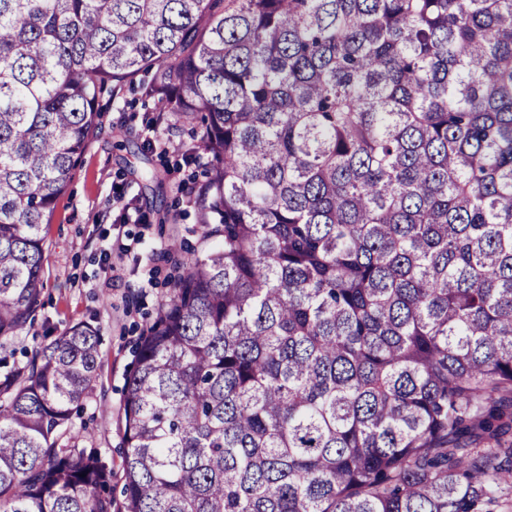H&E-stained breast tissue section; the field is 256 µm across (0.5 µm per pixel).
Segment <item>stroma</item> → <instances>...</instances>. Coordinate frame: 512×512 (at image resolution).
<instances>
[{"mask_svg":"<svg viewBox=\"0 0 512 512\" xmlns=\"http://www.w3.org/2000/svg\"><path fill=\"white\" fill-rule=\"evenodd\" d=\"M152 104L132 90L105 102L102 125L44 227V289L37 316L0 359L22 361L44 337L87 323L100 331L99 372L75 421L84 448L97 449L120 499L125 453L120 408L142 329L169 293L189 253H202L197 211L183 186L201 163H186L188 123L152 122Z\"/></svg>","mask_w":512,"mask_h":512,"instance_id":"35a3bbf8","label":"stroma"}]
</instances>
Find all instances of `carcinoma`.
I'll list each match as a JSON object with an SVG mask.
<instances>
[{
    "label": "carcinoma",
    "mask_w": 512,
    "mask_h": 512,
    "mask_svg": "<svg viewBox=\"0 0 512 512\" xmlns=\"http://www.w3.org/2000/svg\"><path fill=\"white\" fill-rule=\"evenodd\" d=\"M201 116L189 259L139 337L120 512L512 501V0H0V344L101 102ZM76 324L0 364V512H112Z\"/></svg>",
    "instance_id": "1"
}]
</instances>
